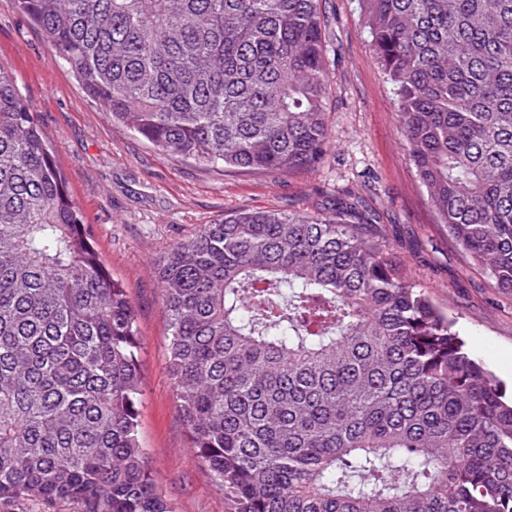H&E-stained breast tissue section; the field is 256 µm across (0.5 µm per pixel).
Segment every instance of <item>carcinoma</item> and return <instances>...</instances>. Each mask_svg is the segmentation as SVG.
Returning <instances> with one entry per match:
<instances>
[{"mask_svg":"<svg viewBox=\"0 0 512 512\" xmlns=\"http://www.w3.org/2000/svg\"><path fill=\"white\" fill-rule=\"evenodd\" d=\"M112 120L202 165L330 147L320 0H15ZM440 223L512 292V0H360ZM238 212L157 265L190 449L224 512H512V402L385 246ZM132 305L0 69V501L175 512L138 433Z\"/></svg>","mask_w":512,"mask_h":512,"instance_id":"cac0c4a2","label":"carcinoma"}]
</instances>
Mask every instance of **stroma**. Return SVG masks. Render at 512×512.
<instances>
[{
    "instance_id": "stroma-1",
    "label": "stroma",
    "mask_w": 512,
    "mask_h": 512,
    "mask_svg": "<svg viewBox=\"0 0 512 512\" xmlns=\"http://www.w3.org/2000/svg\"><path fill=\"white\" fill-rule=\"evenodd\" d=\"M321 25L331 149L314 172L246 174L170 156L114 123L55 57L14 0H0V68L12 74L53 148L84 228L125 288L139 335V437L175 512H224L191 452L168 370L169 327L156 260L200 225L237 211L330 213L351 193L373 213L362 234L389 245L454 323L465 350L512 393V293L439 224L402 133L397 96L371 47L359 0H324Z\"/></svg>"
}]
</instances>
